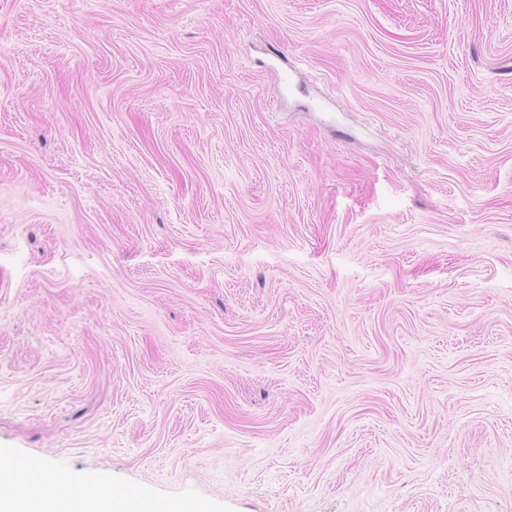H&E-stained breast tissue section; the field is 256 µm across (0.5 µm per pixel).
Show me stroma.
Here are the masks:
<instances>
[{
    "instance_id": "35a3bbf8",
    "label": "stroma",
    "mask_w": 512,
    "mask_h": 512,
    "mask_svg": "<svg viewBox=\"0 0 512 512\" xmlns=\"http://www.w3.org/2000/svg\"><path fill=\"white\" fill-rule=\"evenodd\" d=\"M0 455L185 512H512V0H0Z\"/></svg>"
}]
</instances>
